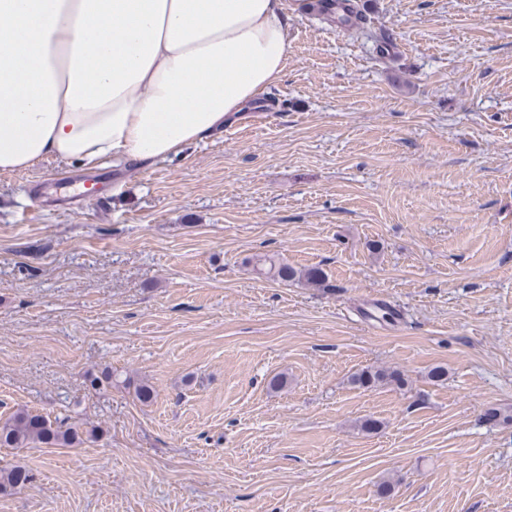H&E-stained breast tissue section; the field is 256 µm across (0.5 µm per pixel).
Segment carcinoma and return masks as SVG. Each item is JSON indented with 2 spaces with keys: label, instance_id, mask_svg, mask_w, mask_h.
<instances>
[{
  "label": "carcinoma",
  "instance_id": "1",
  "mask_svg": "<svg viewBox=\"0 0 512 512\" xmlns=\"http://www.w3.org/2000/svg\"><path fill=\"white\" fill-rule=\"evenodd\" d=\"M304 6L323 19L336 22L342 28H351L360 32L368 29L367 18L356 2L352 4L351 12L348 14L343 13V6L339 0H305ZM91 385L104 389L114 385L122 386L132 390L134 397L142 403H149L154 398V390L149 384L137 382L129 377L123 379L120 374L110 370L92 377ZM95 436L94 429L82 435L77 428L63 421H53L41 414L27 411L17 412L0 423L1 448H25L31 443L71 448ZM30 481L31 475L25 469L15 466L0 467V491L24 487Z\"/></svg>",
  "mask_w": 512,
  "mask_h": 512
}]
</instances>
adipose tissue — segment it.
<instances>
[{"instance_id": "adipose-tissue-1", "label": "adipose tissue", "mask_w": 512, "mask_h": 512, "mask_svg": "<svg viewBox=\"0 0 512 512\" xmlns=\"http://www.w3.org/2000/svg\"><path fill=\"white\" fill-rule=\"evenodd\" d=\"M281 0H0V172L204 140L280 77Z\"/></svg>"}]
</instances>
